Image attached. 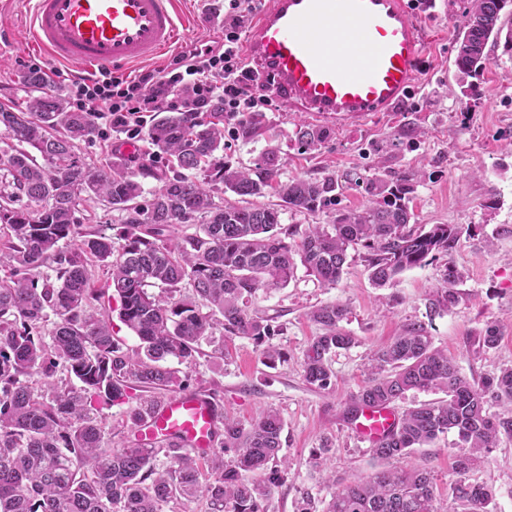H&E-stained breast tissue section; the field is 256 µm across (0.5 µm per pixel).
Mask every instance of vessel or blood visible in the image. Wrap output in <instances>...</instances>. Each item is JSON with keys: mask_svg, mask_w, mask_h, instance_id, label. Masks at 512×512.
Masks as SVG:
<instances>
[{"mask_svg": "<svg viewBox=\"0 0 512 512\" xmlns=\"http://www.w3.org/2000/svg\"><path fill=\"white\" fill-rule=\"evenodd\" d=\"M30 42L75 78L158 59L179 41L176 0H31ZM407 0H265L246 53L273 95L302 112L365 114L402 103L417 89L427 54ZM394 409L366 408L355 433L376 443ZM213 404L185 393L140 424L197 454L210 451Z\"/></svg>", "mask_w": 512, "mask_h": 512, "instance_id": "b4317fda", "label": "vessel or blood"}]
</instances>
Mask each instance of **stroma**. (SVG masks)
<instances>
[{
    "instance_id": "stroma-1",
    "label": "stroma",
    "mask_w": 512,
    "mask_h": 512,
    "mask_svg": "<svg viewBox=\"0 0 512 512\" xmlns=\"http://www.w3.org/2000/svg\"><path fill=\"white\" fill-rule=\"evenodd\" d=\"M228 6L229 0H182L192 21L174 53L223 42L221 15ZM462 6L463 0H436L429 11L413 10L428 38L426 71L415 95L392 110L336 117L301 112L280 100L264 112V126L255 139L225 136L224 160L236 167L251 166L266 148L277 147L283 181L323 171L341 178L348 173L365 177L384 170L422 169L425 177L409 199L415 224H453L460 230L450 260L405 271L382 288L371 283L359 251L350 252L345 272L333 286L322 285L305 267H298L287 286L258 292L249 303V312L267 319L272 328L264 344L226 337L218 327L201 342L196 362L182 366L183 392L211 398L221 415L242 426H250L270 408L282 417L281 453L288 459V472L266 502L267 512H297L306 493L330 499L333 486L310 464L322 437L333 440L330 456L337 477L350 480L376 469L369 443L356 436L343 413L350 395L368 380L372 352L407 325L425 324L435 346L447 351L468 379L478 381L512 366V234L495 233L500 225L512 227V53L493 46L476 97L463 96L453 48ZM0 25L19 33L18 39L0 42V105L19 106L29 93L25 64L35 56L20 37L29 27L24 0L0 10ZM304 124L329 130L317 150L298 144L296 132ZM81 153L88 160L117 162L134 172L144 165L164 164L143 135L130 140L112 132L82 145ZM77 219L84 232L110 235L113 252L121 251L119 212L85 202ZM449 261L464 274L457 285L460 301L442 315L428 317V299L440 286ZM331 303L348 307L342 326L357 342L333 357V386L323 391L307 384L302 364L321 331L308 314ZM494 321L501 326L500 342L496 348L482 349L478 338ZM267 346L281 352V360L265 359ZM96 408L107 447L142 442L138 428L127 420L126 405L102 400ZM462 453L456 435L448 433L417 449L410 461L430 470L444 495L458 478L454 460ZM468 478L492 491L491 512H512V439L501 438Z\"/></svg>"
}]
</instances>
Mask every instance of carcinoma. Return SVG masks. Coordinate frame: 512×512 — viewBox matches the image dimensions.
Here are the masks:
<instances>
[{"instance_id": "carcinoma-1", "label": "carcinoma", "mask_w": 512, "mask_h": 512, "mask_svg": "<svg viewBox=\"0 0 512 512\" xmlns=\"http://www.w3.org/2000/svg\"><path fill=\"white\" fill-rule=\"evenodd\" d=\"M506 14L512 16V0H467L455 66L470 92L489 63V42L502 40L512 50ZM27 84L24 108L0 106V128L13 140L0 147V512H162L177 498H203L209 512H265L281 482L279 470L268 468L282 448L284 422L277 411L264 412L248 428L224 418V448L206 456L203 470L191 453L170 446L106 447L94 402H122L137 387L152 390L127 411L137 426L181 386L170 363H194L200 341L215 325L230 338L263 343L270 325L245 305L262 288L288 284L297 256L309 274L333 286L349 251L362 249L369 278L381 287L406 270L451 256L458 228L434 224L426 231L411 224L415 171L372 174L366 179L369 203L338 212L336 176L282 182L275 147L252 168L224 164L218 103L209 112H170L152 121L147 136L166 159L164 170L143 167L135 174L89 163L79 149L99 135L94 118L72 109L62 92L45 90L38 74H29ZM262 126L256 113L239 126V136L252 138ZM328 137L316 125L298 132L306 150ZM141 177L159 186L146 195ZM270 189L281 204L254 202ZM218 191L232 193L236 202L216 205ZM81 195L122 213L125 245L118 256L112 237L80 229ZM285 210L326 213L329 223L311 224L300 234L281 227ZM195 220L198 233L175 243L160 239L169 225ZM96 261L111 262L107 288L119 299L121 320L140 340L135 350H123L105 315L93 307L107 289L95 286ZM460 278L446 262L443 282L428 299L429 316L458 303ZM185 280L190 293L180 290ZM152 287L164 293L152 294ZM348 314L339 303L310 312L322 333L313 339L303 376L316 389H330V360L356 344L340 326ZM50 315L55 321L46 342L39 326ZM499 340V327L491 323L478 342L489 350ZM60 365L76 384L60 388L51 382ZM369 370L367 384L346 403L350 422L364 407H390L409 391L444 397L403 411L371 449L380 469L338 483L322 512H488L493 493L468 482L466 474L500 437L512 438V367L472 382L434 346L424 325L413 324L374 353ZM34 376L44 380L39 395L28 385ZM493 405L500 411L490 412ZM451 431L469 454L457 460L459 479L441 501L431 472L403 461ZM162 451L171 466L158 471L154 461ZM228 451L233 457L226 462Z\"/></svg>"}]
</instances>
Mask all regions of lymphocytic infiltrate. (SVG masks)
Here are the masks:
<instances>
[{"label":"lymphocytic infiltrate","mask_w":512,"mask_h":512,"mask_svg":"<svg viewBox=\"0 0 512 512\" xmlns=\"http://www.w3.org/2000/svg\"><path fill=\"white\" fill-rule=\"evenodd\" d=\"M256 10V0H231L224 13V44L174 57L161 69L133 77L101 74L70 83L73 107L106 121L113 131L136 138L153 112H205L224 105V121L237 124L246 113L272 106L257 72L242 55V39Z\"/></svg>","instance_id":"obj_1"}]
</instances>
